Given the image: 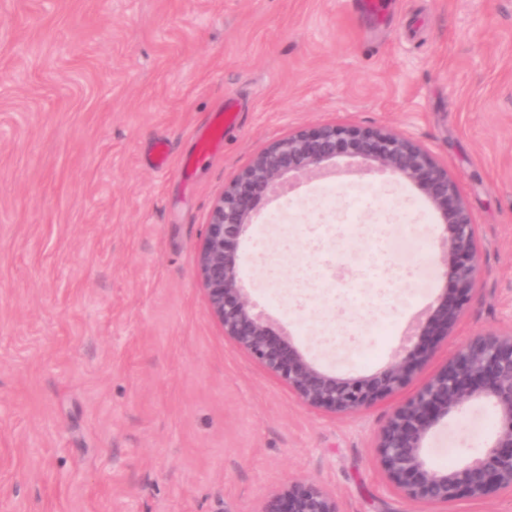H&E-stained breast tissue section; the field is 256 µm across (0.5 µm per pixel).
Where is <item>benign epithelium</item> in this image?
I'll return each instance as SVG.
<instances>
[{
	"instance_id": "obj_1",
	"label": "benign epithelium",
	"mask_w": 512,
	"mask_h": 512,
	"mask_svg": "<svg viewBox=\"0 0 512 512\" xmlns=\"http://www.w3.org/2000/svg\"><path fill=\"white\" fill-rule=\"evenodd\" d=\"M348 157L369 170L389 172L415 186L438 219L446 248L443 289L417 345L380 370L343 378L318 367L286 333L276 332L243 288L242 239L257 206L291 182L322 174ZM476 225L455 179L421 145L385 127L325 124L281 138L257 153L215 200L198 252L197 268L211 316L224 336L288 386L307 407L339 416L383 401L430 358L436 340L453 335L478 275ZM485 401L500 425L483 450L448 469L429 464L432 429L464 405ZM376 464L410 504L440 506L462 498L482 501L512 491V328L479 334L462 344L413 397L397 405L376 437ZM260 512H339L336 497L311 481H294L265 500Z\"/></svg>"
}]
</instances>
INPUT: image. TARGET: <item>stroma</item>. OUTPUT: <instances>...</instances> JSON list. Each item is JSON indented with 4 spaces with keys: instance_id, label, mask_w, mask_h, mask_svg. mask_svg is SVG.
Masks as SVG:
<instances>
[{
    "instance_id": "35a3bbf8",
    "label": "stroma",
    "mask_w": 512,
    "mask_h": 512,
    "mask_svg": "<svg viewBox=\"0 0 512 512\" xmlns=\"http://www.w3.org/2000/svg\"><path fill=\"white\" fill-rule=\"evenodd\" d=\"M382 2L0 0V512H259L300 480L340 512H427L375 436L460 345L512 328V0ZM334 123L418 141L480 241L454 336L347 417L225 337L196 264L253 155ZM444 254L413 185L341 158L262 202L240 263L276 331L358 378L418 336ZM498 424L466 404L428 462L462 464Z\"/></svg>"
}]
</instances>
